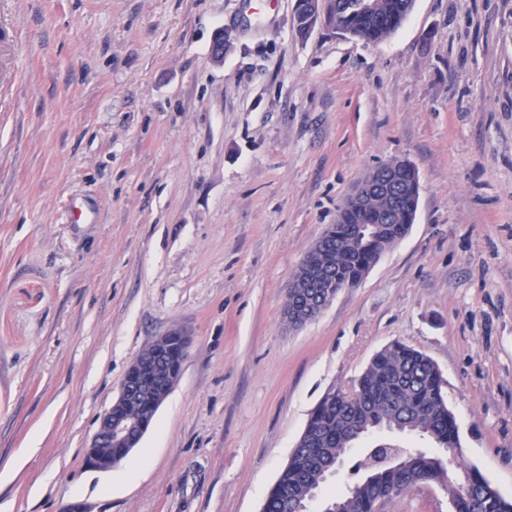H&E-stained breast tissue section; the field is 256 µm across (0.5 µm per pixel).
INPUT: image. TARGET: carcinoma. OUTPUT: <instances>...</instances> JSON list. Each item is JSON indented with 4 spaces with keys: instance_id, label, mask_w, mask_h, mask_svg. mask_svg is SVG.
I'll list each match as a JSON object with an SVG mask.
<instances>
[{
    "instance_id": "obj_1",
    "label": "carcinoma",
    "mask_w": 512,
    "mask_h": 512,
    "mask_svg": "<svg viewBox=\"0 0 512 512\" xmlns=\"http://www.w3.org/2000/svg\"><path fill=\"white\" fill-rule=\"evenodd\" d=\"M346 5L347 0H327V23L366 43L385 40L411 13L409 0H374V9L365 14H350ZM399 167L403 174L398 203L385 196L377 200L388 218V231L382 237L387 248L402 239L396 229L410 226L415 212V168L406 162ZM364 220L365 215L359 212L343 211L322 235L321 262L340 282L356 283L372 259L370 249L342 247V241ZM383 431L428 438L437 450L410 456L402 468L381 473L374 484L362 487L355 482L345 512H374L387 500L423 483L442 486L453 501L465 485H470L466 512H512V501L490 483H480L474 468L465 464L438 366L426 354L398 342L373 356L348 399L336 403L325 398L320 402L266 498V512H295L305 495L319 488L325 474L336 469L338 459L354 447L359 433Z\"/></svg>"
}]
</instances>
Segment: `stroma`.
<instances>
[{
	"mask_svg": "<svg viewBox=\"0 0 512 512\" xmlns=\"http://www.w3.org/2000/svg\"><path fill=\"white\" fill-rule=\"evenodd\" d=\"M295 7L0 0V512H260L318 402L396 341L438 365L466 461L512 500V0H416L377 44L299 37ZM393 160L418 173L408 234L289 326L303 255ZM175 329L140 447L87 468L130 363ZM383 512L451 508L425 484Z\"/></svg>",
	"mask_w": 512,
	"mask_h": 512,
	"instance_id": "stroma-1",
	"label": "stroma"
}]
</instances>
